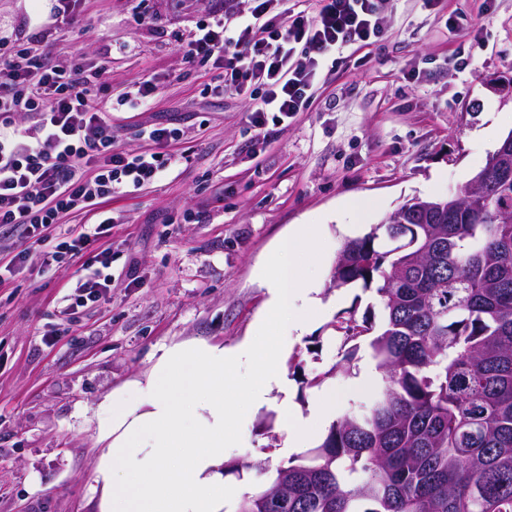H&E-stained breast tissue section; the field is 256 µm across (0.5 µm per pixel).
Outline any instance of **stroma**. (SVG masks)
Returning a JSON list of instances; mask_svg holds the SVG:
<instances>
[{
  "mask_svg": "<svg viewBox=\"0 0 512 512\" xmlns=\"http://www.w3.org/2000/svg\"><path fill=\"white\" fill-rule=\"evenodd\" d=\"M56 6L0 0V37L39 44L52 65L105 64L99 95L122 147L147 149L140 130L171 123L185 157L108 203L112 285L96 302L69 308L82 258L46 269L55 240L0 237L18 260L0 273V512H92L98 403L162 347L245 341L268 298L260 275L302 224L320 234L298 265L321 282L325 312L284 356L290 399L303 409L330 390L337 414L357 409L373 390L357 381L371 349L360 340L341 368L334 325L380 306L360 286L334 287L342 243L411 198L454 194L512 133V101L496 89L512 77V0H396L383 40L324 59L309 109L264 140L250 124L256 100L204 93L212 70L177 47L228 0H77L61 18ZM144 12L152 23H138ZM48 28L54 41L40 43ZM143 77L157 96L133 112L121 100ZM238 429L224 451L234 487L256 479L254 463L286 461L276 405L239 408Z\"/></svg>",
  "mask_w": 512,
  "mask_h": 512,
  "instance_id": "35a3bbf8",
  "label": "stroma"
}]
</instances>
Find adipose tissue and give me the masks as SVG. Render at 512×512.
Instances as JSON below:
<instances>
[{"instance_id": "adipose-tissue-1", "label": "adipose tissue", "mask_w": 512, "mask_h": 512, "mask_svg": "<svg viewBox=\"0 0 512 512\" xmlns=\"http://www.w3.org/2000/svg\"><path fill=\"white\" fill-rule=\"evenodd\" d=\"M318 250L315 236L299 228L280 247L264 273L270 295L265 319L246 343L225 347L188 340L161 349L149 367L98 405V445L91 490L96 512H224V451L236 447L239 403L257 410L271 392L281 395L282 448L310 447L335 418L336 398L320 394L307 412L290 402L281 358L292 335H303L324 312L319 283L305 279L299 254ZM286 324L287 334L273 326ZM250 386L236 384L241 365Z\"/></svg>"}]
</instances>
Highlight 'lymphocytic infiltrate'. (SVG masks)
<instances>
[{
    "label": "lymphocytic infiltrate",
    "mask_w": 512,
    "mask_h": 512,
    "mask_svg": "<svg viewBox=\"0 0 512 512\" xmlns=\"http://www.w3.org/2000/svg\"><path fill=\"white\" fill-rule=\"evenodd\" d=\"M393 2L318 0L309 14L288 12L281 0H258L234 26L220 18L198 25L179 49L188 63L211 66L216 89L259 97L250 123L263 139L267 113L288 119L308 108L322 79L321 59L383 38ZM102 71L52 67L36 48L0 39V228L41 238L66 214H92L93 223L67 228L60 251L50 255L55 262L64 253L84 257L78 306L97 301L111 280L112 250L97 246L112 230L107 202L119 189L153 184L180 159L175 127L141 130L142 138L160 144L157 152L116 144L112 117L98 98ZM24 112L37 114L35 126L17 128L14 118Z\"/></svg>",
    "instance_id": "f902f5d3"
}]
</instances>
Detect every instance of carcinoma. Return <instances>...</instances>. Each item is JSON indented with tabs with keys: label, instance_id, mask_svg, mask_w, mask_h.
Listing matches in <instances>:
<instances>
[{
	"label": "carcinoma",
	"instance_id": "carcinoma-1",
	"mask_svg": "<svg viewBox=\"0 0 512 512\" xmlns=\"http://www.w3.org/2000/svg\"><path fill=\"white\" fill-rule=\"evenodd\" d=\"M480 173L494 195L423 224L408 201L402 223L344 240L333 284L375 289L382 316L337 327L343 362L373 334L376 393L319 446L262 467L277 492L237 512H512V167Z\"/></svg>",
	"mask_w": 512,
	"mask_h": 512
}]
</instances>
